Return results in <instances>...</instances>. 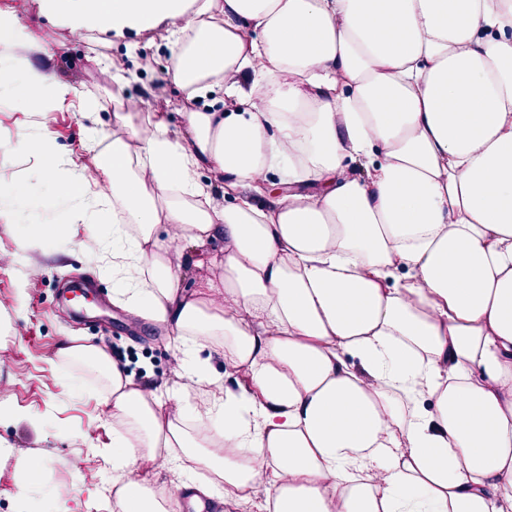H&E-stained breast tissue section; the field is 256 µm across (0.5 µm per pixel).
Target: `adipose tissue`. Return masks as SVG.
<instances>
[{"label":"adipose tissue","instance_id":"ef3b65f1","mask_svg":"<svg viewBox=\"0 0 512 512\" xmlns=\"http://www.w3.org/2000/svg\"><path fill=\"white\" fill-rule=\"evenodd\" d=\"M36 2L77 34L168 24L167 75L189 103L179 136L137 103L113 113L121 135L84 144L100 154L91 171L54 163L35 134L15 145L41 161L43 207L99 196L39 237L78 232L111 255L115 298L172 328L206 390L162 419L161 397L108 352L64 337L58 359L106 379L113 468L176 448L212 474L192 490L223 486L221 503L266 482L260 512H512V0ZM33 41L0 20L15 51L0 89L45 116L70 100L97 110L29 66ZM277 169L287 191L257 205ZM185 239L224 243L220 278L190 297ZM208 346L245 369L246 391L208 373ZM113 509L172 505L131 480Z\"/></svg>","mask_w":512,"mask_h":512}]
</instances>
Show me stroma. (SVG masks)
<instances>
[{
  "mask_svg": "<svg viewBox=\"0 0 512 512\" xmlns=\"http://www.w3.org/2000/svg\"><path fill=\"white\" fill-rule=\"evenodd\" d=\"M0 0V16L19 17L32 30L29 63L59 81L81 87L103 100L94 112L62 107L42 121L18 101L0 95V179L7 192L31 200L49 193L47 183L31 179L29 162L13 149L18 136L41 132L53 152L74 165L91 163L82 143L89 131H112L115 102L109 96L139 101L141 112L157 111L181 92L166 75L171 49L158 32H131L112 42L99 36L72 35L38 11L35 0ZM30 215L0 216V512H112V412L102 404V378L86 366L56 358L66 336L104 346L124 363L133 381L164 395V418L177 416L180 398L191 392L182 375V352L171 327L148 321L112 299V280L98 274L97 260L77 236L36 240ZM182 244L179 286L191 295L201 281L219 277L211 254ZM39 460V480L27 470Z\"/></svg>",
  "mask_w": 512,
  "mask_h": 512,
  "instance_id": "1",
  "label": "stroma"
}]
</instances>
